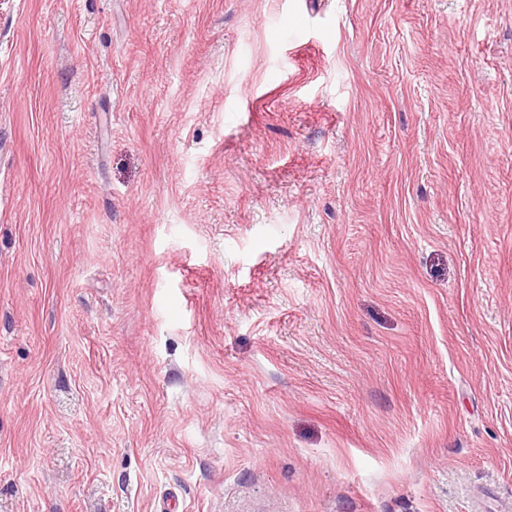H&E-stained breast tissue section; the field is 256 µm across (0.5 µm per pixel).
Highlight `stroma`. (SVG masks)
<instances>
[{"label": "stroma", "instance_id": "1", "mask_svg": "<svg viewBox=\"0 0 512 512\" xmlns=\"http://www.w3.org/2000/svg\"><path fill=\"white\" fill-rule=\"evenodd\" d=\"M512 500V0H0V512Z\"/></svg>", "mask_w": 512, "mask_h": 512}]
</instances>
